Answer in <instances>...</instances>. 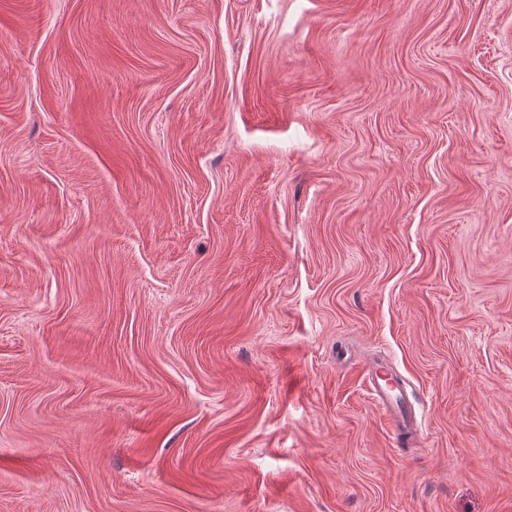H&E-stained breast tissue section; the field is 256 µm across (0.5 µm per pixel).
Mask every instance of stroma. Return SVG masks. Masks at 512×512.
<instances>
[{"mask_svg": "<svg viewBox=\"0 0 512 512\" xmlns=\"http://www.w3.org/2000/svg\"><path fill=\"white\" fill-rule=\"evenodd\" d=\"M0 512H512V0H0ZM385 367L378 364L369 372V396L375 405L382 411L396 442L408 440L410 432V418L405 410L403 395L400 390L393 389L388 384Z\"/></svg>", "mask_w": 512, "mask_h": 512, "instance_id": "35a3bbf8", "label": "stroma"}]
</instances>
